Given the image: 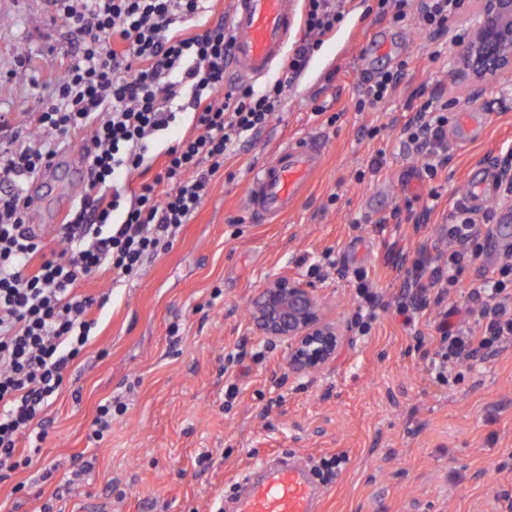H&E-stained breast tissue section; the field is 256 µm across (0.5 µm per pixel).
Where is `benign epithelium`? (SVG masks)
Masks as SVG:
<instances>
[{
  "instance_id": "7a95c632",
  "label": "benign epithelium",
  "mask_w": 512,
  "mask_h": 512,
  "mask_svg": "<svg viewBox=\"0 0 512 512\" xmlns=\"http://www.w3.org/2000/svg\"><path fill=\"white\" fill-rule=\"evenodd\" d=\"M479 21L458 53L451 82L469 100L512 74V0H476ZM504 189L497 201L498 222L512 223V160L497 162ZM254 330L271 344L286 349L285 372L290 376L320 373L336 358L347 326L323 310L319 288L300 277L280 273L267 279L251 304Z\"/></svg>"
}]
</instances>
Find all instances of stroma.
Masks as SVG:
<instances>
[{"instance_id": "stroma-1", "label": "stroma", "mask_w": 512, "mask_h": 512, "mask_svg": "<svg viewBox=\"0 0 512 512\" xmlns=\"http://www.w3.org/2000/svg\"><path fill=\"white\" fill-rule=\"evenodd\" d=\"M372 2L352 0L346 22L360 37L384 35L387 53L361 60L357 39L341 33L323 43L320 54L335 60L321 80L289 87L282 112L226 162L173 246L124 282L82 284L105 301L95 336L48 410L38 453L0 479V512H212L278 457L307 466L322 490L317 512H512V345L475 364L450 359L443 379L432 367L444 313L476 321L468 285L512 236L457 287L428 290L409 314L397 309L405 269L422 257L437 264L440 227L482 173L480 158L512 147V77L466 102L448 79L458 46L414 20L377 19ZM78 49L50 0H0V142L27 135L24 112L48 95L44 69ZM400 64L390 99L356 111L365 78ZM429 98L475 119L469 130L449 125L448 164L432 180L400 142L413 107ZM303 133L324 146L306 194L274 222L250 216L249 172ZM73 164L57 157L30 188V221L45 227L49 251L83 193ZM315 263L325 309L349 334L334 364L289 378L284 345L258 336L247 311L268 276L306 279ZM363 278L378 297L365 319ZM116 395L126 411L89 441L98 405ZM76 462L86 473L71 485Z\"/></svg>"}]
</instances>
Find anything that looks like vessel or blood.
Masks as SVG:
<instances>
[{"mask_svg": "<svg viewBox=\"0 0 512 512\" xmlns=\"http://www.w3.org/2000/svg\"><path fill=\"white\" fill-rule=\"evenodd\" d=\"M299 0H231L229 33L231 62L239 79L260 82L270 77L297 33ZM323 145L312 135L293 136L274 151L273 158L251 170L244 207L254 216L273 220L287 212L306 189ZM493 174L477 180L466 194V207L484 202L495 190ZM316 492L296 467L269 471L252 484L238 512H315Z\"/></svg>", "mask_w": 512, "mask_h": 512, "instance_id": "b4317fda", "label": "vessel or blood"}]
</instances>
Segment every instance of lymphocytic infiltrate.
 <instances>
[{
    "mask_svg": "<svg viewBox=\"0 0 512 512\" xmlns=\"http://www.w3.org/2000/svg\"><path fill=\"white\" fill-rule=\"evenodd\" d=\"M69 31L82 38L46 72L51 92L31 115L34 136L0 163V471L12 470L26 435L46 436V411L70 366L90 343L101 303L80 292L97 274L120 280L168 249L201 206L237 145L282 111L288 88L346 14V0H302L304 37L281 77L260 87L228 84L232 42L225 18L208 0H53ZM465 0H376L391 23L415 17L420 28L448 33L453 43ZM408 120L405 143L435 178L447 149L448 106L427 100ZM192 115L191 132L178 128ZM171 145L156 150L161 136ZM79 142L88 161L84 193L59 227L61 250L45 252L25 222L30 183L62 146ZM152 172L134 197L135 173ZM494 215L457 207L440 228L448 240L442 267L414 265L415 282L453 288L465 266L492 246ZM482 324L441 322L452 357L477 359L512 344V257L479 271L469 285Z\"/></svg>",
    "mask_w": 512,
    "mask_h": 512,
    "instance_id": "lymphocytic-infiltrate-1",
    "label": "lymphocytic infiltrate"
}]
</instances>
